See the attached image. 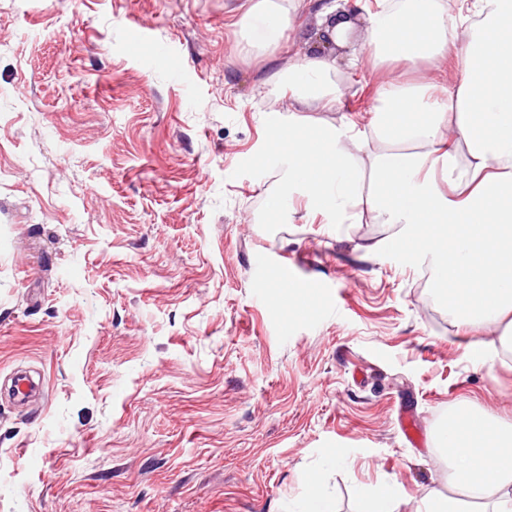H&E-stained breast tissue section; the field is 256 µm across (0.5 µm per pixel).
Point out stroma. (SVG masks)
I'll return each mask as SVG.
<instances>
[{
    "mask_svg": "<svg viewBox=\"0 0 512 512\" xmlns=\"http://www.w3.org/2000/svg\"><path fill=\"white\" fill-rule=\"evenodd\" d=\"M241 2L0 0V512H301L315 470L334 512L391 482L416 512L449 418L512 421V352L422 287L433 258L364 255L395 227L289 186ZM343 6L357 93L301 127L365 124L386 76L348 66L376 0ZM280 260L329 313L281 331ZM16 371L44 392L12 400Z\"/></svg>",
    "mask_w": 512,
    "mask_h": 512,
    "instance_id": "1",
    "label": "stroma"
}]
</instances>
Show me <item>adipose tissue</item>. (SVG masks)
<instances>
[{"label":"adipose tissue","instance_id":"obj_1","mask_svg":"<svg viewBox=\"0 0 512 512\" xmlns=\"http://www.w3.org/2000/svg\"><path fill=\"white\" fill-rule=\"evenodd\" d=\"M314 11L317 34L346 30L337 0H246L236 24L265 21L272 56L297 17ZM361 47L386 70L363 129L348 120L306 131L272 125L288 141V183L340 224H393L397 241L430 253L466 310L461 327L499 329L512 344V0H380ZM460 77L438 80L448 58ZM428 68L410 83L398 65ZM271 82L288 86L287 111H337L353 87L317 46L289 58ZM448 479L457 494L428 491L416 512H512V423L482 415L449 423Z\"/></svg>","mask_w":512,"mask_h":512}]
</instances>
